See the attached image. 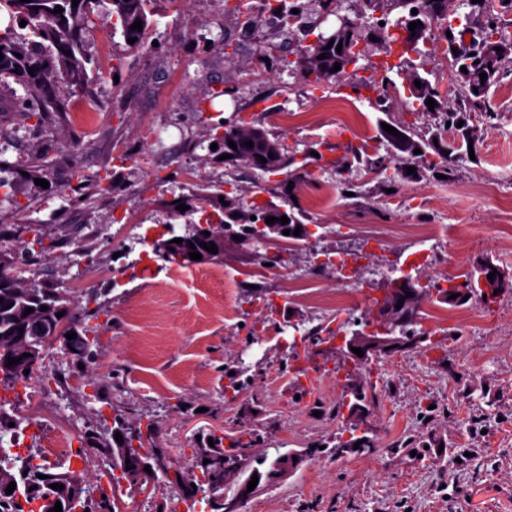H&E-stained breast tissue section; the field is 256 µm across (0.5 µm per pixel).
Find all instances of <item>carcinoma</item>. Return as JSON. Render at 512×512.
Returning a JSON list of instances; mask_svg holds the SVG:
<instances>
[{"label": "carcinoma", "instance_id": "cac0c4a2", "mask_svg": "<svg viewBox=\"0 0 512 512\" xmlns=\"http://www.w3.org/2000/svg\"><path fill=\"white\" fill-rule=\"evenodd\" d=\"M103 0H78V6L72 5V0H0V15H6L9 23L0 29V81L9 79L20 86L21 94L14 98L25 106L27 118H36L41 122L51 112L67 111V102L59 98L55 88L66 84L78 91L83 87L87 58L84 54L83 30L85 25L98 21L111 22L112 28L120 30L124 39H135L134 46L144 44L149 28L147 5L149 0H109L111 8L102 13L100 6ZM431 18L443 21L444 30L452 32V36L445 38L448 49L458 48L464 53L472 52L473 64L467 67L464 81L468 89H478L479 98H484L486 91L496 83L505 73L504 58L512 53V40L503 35L499 27L491 26L493 20L489 19L479 31L472 30L468 24L456 29L453 21L448 19L446 13L448 0H424ZM268 11L274 18L288 15L291 10H298L303 15L305 5L293 3L287 5V0H266ZM61 12L54 13L55 9ZM26 21L24 29L27 35L19 36L15 33L13 23ZM142 22V31L131 29L135 21ZM495 32L499 38L493 42V47L481 45V41L490 32ZM359 40L350 35L333 41L332 45L319 43L308 52L312 56L310 68L301 73L304 81L310 84H323L331 80L337 81L347 75V65L350 61L352 46ZM342 45L341 52H336L337 45ZM326 58H319L320 54ZM341 64V69L333 72L334 64ZM33 72H28V69ZM487 74V79H480V74ZM435 100L434 112L438 115L435 129L429 135L420 134L410 127L398 126L396 130L400 135L394 136L385 133L392 146L401 153L414 156V150L420 149L416 155L425 159L428 169L434 173L448 174L450 155L453 150L452 143L458 141L469 143L473 137V130L468 123L467 111L474 107L467 96L456 100L455 105H448L447 97L425 82L424 92L417 96L424 110H429L427 99ZM463 125H458V121ZM224 140H231L236 148L224 145V150L238 154L235 161L253 167L252 158L266 155L270 152L279 156L276 170L280 171L294 163V158L285 154V144L277 138H270L268 133L257 128L254 124L242 119L224 125ZM251 141L254 147L248 148L244 143ZM434 156L428 157V151ZM464 279L470 284L468 299H477L486 303L483 295L477 294L476 284L479 283V270L473 269L457 277H450L448 281ZM47 310H41V307ZM33 312L25 313L26 308ZM63 312L74 320L71 310V301L68 296L54 288L46 286L35 277H25L22 271L16 270L15 262L7 254L0 253V350L5 352L16 349L22 352H37L47 354L50 347L46 337L52 335L58 326L57 314ZM37 320L41 323L45 338H39L29 332L31 322ZM123 437V443L109 444L95 436H87L79 440L80 446L74 450L72 457L84 459L86 450L94 448L112 455V489L116 490L122 482L132 483V477L140 468L149 466L156 471L168 473L164 464L162 453L145 447L142 433L132 434L118 427ZM214 446L201 453L200 459L209 460L201 466V475L214 468L221 461L235 471V478L231 483H238V478L248 482L252 476L258 480L271 476L281 478L288 472L298 468L303 461L304 453L296 455L279 454L273 460L267 457L260 459L249 453L253 443L259 441L258 435L249 434L245 443L235 441L231 448L224 449L223 438L212 437ZM359 448H354V444ZM375 448L371 438L357 436L337 445L336 450L342 453L363 454ZM132 469H126V466ZM24 475L23 482L16 485L13 493L8 494L3 488L10 485L12 474ZM46 476L42 480L38 475ZM49 482L64 485L63 489L53 491L55 500L62 504V512H76V509L88 507V490L84 487V480L77 470L67 468L64 472H54L34 462L33 456L24 461L11 460L8 456L0 458V512H22L16 507V496L25 495L26 485L29 483Z\"/></svg>", "mask_w": 512, "mask_h": 512}]
</instances>
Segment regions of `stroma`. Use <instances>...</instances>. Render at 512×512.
I'll return each instance as SVG.
<instances>
[{
    "label": "stroma",
    "instance_id": "stroma-1",
    "mask_svg": "<svg viewBox=\"0 0 512 512\" xmlns=\"http://www.w3.org/2000/svg\"><path fill=\"white\" fill-rule=\"evenodd\" d=\"M360 0L315 5L307 21L282 30L264 0H152L148 44L128 47L102 23L84 38L88 77L79 96L67 86L70 112L43 122L0 114L9 132L0 159L14 166L15 190L0 201V250L26 275L69 293L80 328L93 343L84 357L52 345L44 361L49 386L0 379V408L28 428L0 432V445L40 455L58 428L71 439L111 438L118 427H151L146 447L166 457L181 483L159 477L150 494L122 484L120 512H204L187 491L209 434L231 444L256 432L253 454L292 453L327 445L241 512H512V324L489 317L512 305H462L452 322L418 318L420 347L362 365L341 363L335 338L299 350L294 338L342 321L367 322L385 280L410 272L420 284L436 277L428 259L472 269L491 259L512 276V69L486 93L469 121L472 146L457 152L447 178L419 158H397L381 132L408 123L423 132L433 113L420 110L402 76L385 109L374 89L349 81L313 86L296 74L301 51L323 31L325 9L353 13ZM250 17L252 31L238 27ZM440 26L418 51L386 56L362 45L360 66L382 62L415 69L439 85L448 68ZM354 102L352 112L326 111L325 99ZM243 118L280 138L307 165L293 178L296 205L313 225L288 246L278 273L261 272L251 247L229 246L221 265L181 267L146 244L163 231L175 198L219 185L250 200L277 195L284 172L264 173L220 159L211 144L224 122ZM384 158L370 172L358 155ZM419 169L403 179L400 169ZM46 186L36 185V178ZM350 194H343V186ZM405 224H441L442 236L414 242ZM42 244H34L36 228ZM362 251L352 276L363 302L355 311L310 308L287 280L313 257ZM248 277L224 316L217 267ZM246 365L240 392L229 373ZM370 401L371 454H334L351 435L350 380Z\"/></svg>",
    "mask_w": 512,
    "mask_h": 512
}]
</instances>
